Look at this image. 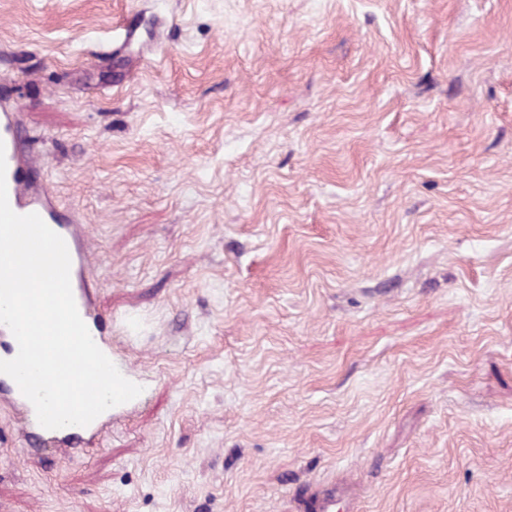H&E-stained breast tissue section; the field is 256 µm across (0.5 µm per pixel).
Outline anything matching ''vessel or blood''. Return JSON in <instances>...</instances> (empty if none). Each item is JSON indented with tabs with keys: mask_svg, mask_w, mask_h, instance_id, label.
Segmentation results:
<instances>
[{
	"mask_svg": "<svg viewBox=\"0 0 512 512\" xmlns=\"http://www.w3.org/2000/svg\"><path fill=\"white\" fill-rule=\"evenodd\" d=\"M24 106L0 86V144L5 147L6 184L11 209L20 215L38 214L65 241L70 259V279L78 312L95 343L104 353L112 351V319L97 305L96 255L89 243V226L81 212L62 209L28 141L23 120ZM8 402L20 415L19 432L28 447L68 448L90 456L112 427L113 410H106L86 426L44 428L33 404L16 382L0 374V401Z\"/></svg>",
	"mask_w": 512,
	"mask_h": 512,
	"instance_id": "obj_1",
	"label": "vessel or blood"
}]
</instances>
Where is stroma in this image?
Masks as SVG:
<instances>
[{
  "label": "stroma",
  "instance_id": "35a3bbf8",
  "mask_svg": "<svg viewBox=\"0 0 512 512\" xmlns=\"http://www.w3.org/2000/svg\"><path fill=\"white\" fill-rule=\"evenodd\" d=\"M2 78L143 391L0 402V512H512V0H0ZM137 399L106 410L87 426L46 429L38 422L33 404L22 394L16 382L8 375L0 374V401L8 402L18 411L19 432L29 448H70L77 454L90 456L99 449L103 435L112 429L113 415Z\"/></svg>",
  "mask_w": 512,
  "mask_h": 512
}]
</instances>
